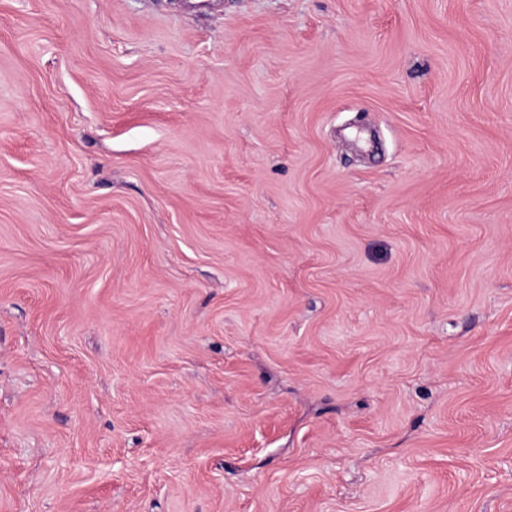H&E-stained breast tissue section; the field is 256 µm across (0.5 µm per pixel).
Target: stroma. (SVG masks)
I'll list each match as a JSON object with an SVG mask.
<instances>
[{
    "mask_svg": "<svg viewBox=\"0 0 512 512\" xmlns=\"http://www.w3.org/2000/svg\"><path fill=\"white\" fill-rule=\"evenodd\" d=\"M0 512H512V0H0Z\"/></svg>",
    "mask_w": 512,
    "mask_h": 512,
    "instance_id": "35a3bbf8",
    "label": "stroma"
}]
</instances>
